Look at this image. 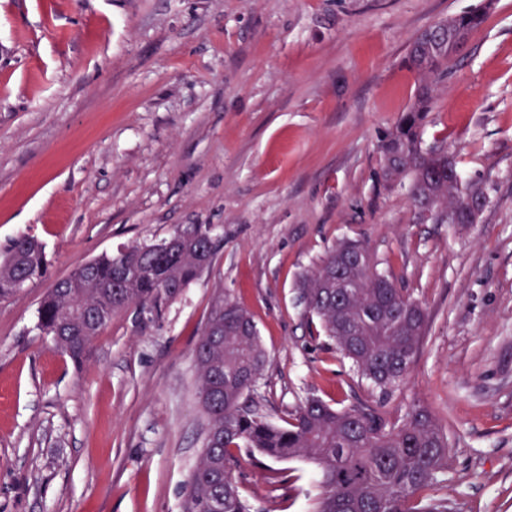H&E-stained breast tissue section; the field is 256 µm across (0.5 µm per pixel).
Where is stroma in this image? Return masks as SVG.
Instances as JSON below:
<instances>
[{"mask_svg":"<svg viewBox=\"0 0 512 512\" xmlns=\"http://www.w3.org/2000/svg\"><path fill=\"white\" fill-rule=\"evenodd\" d=\"M480 8L422 138L489 202L474 224L423 221L381 181L378 139L413 101L412 38ZM189 224L218 250L160 313L114 314L79 368L41 333L57 280ZM22 234L49 272L0 301V512H183L207 426L194 348L220 297L268 353L251 394L268 421L311 395L423 406L451 512H512V0H0V246ZM343 239L427 314L386 398L299 298ZM236 476L251 512L316 508L306 459L244 453Z\"/></svg>","mask_w":512,"mask_h":512,"instance_id":"1","label":"stroma"}]
</instances>
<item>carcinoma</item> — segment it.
<instances>
[{"instance_id": "1", "label": "carcinoma", "mask_w": 512, "mask_h": 512, "mask_svg": "<svg viewBox=\"0 0 512 512\" xmlns=\"http://www.w3.org/2000/svg\"><path fill=\"white\" fill-rule=\"evenodd\" d=\"M484 21L485 13L471 12L414 37L406 59L418 76L414 102L379 141L381 180L390 187L408 183L415 212L435 224H467L470 202L488 203L482 187L462 180L448 151L423 146L421 133L437 84L457 53L456 33ZM215 251L211 225L190 224L160 243L95 258L49 290L39 327L79 366L112 315L130 307L159 312L199 279ZM351 254L363 262L351 269L348 287L338 288L336 269ZM46 272L42 242L29 235L10 239L0 251V299ZM298 288L307 312L361 377L382 392L407 378L426 313L392 275L378 270L364 244L337 243L300 277ZM194 357L208 428L184 512H250L235 475L236 455L244 450L274 461L311 460L319 474L316 512H448V500L431 495L445 481L448 436L425 407L414 405L393 420L372 406L335 410L312 396L287 425L269 423L248 402L267 354L249 312L229 299L212 305Z\"/></svg>"}]
</instances>
